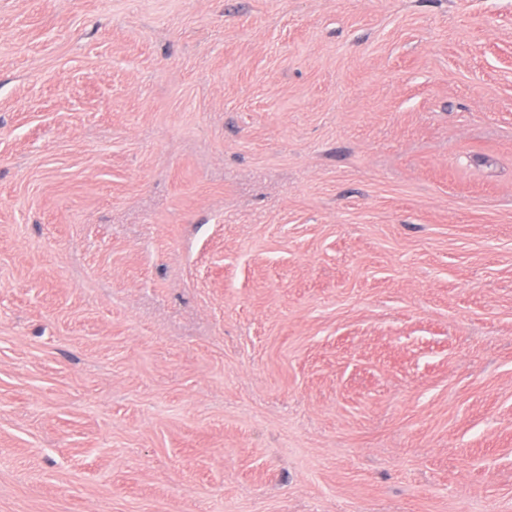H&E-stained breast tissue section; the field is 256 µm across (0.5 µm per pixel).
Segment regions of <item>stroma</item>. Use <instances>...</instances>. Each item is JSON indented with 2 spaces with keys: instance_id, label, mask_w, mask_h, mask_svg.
<instances>
[{
  "instance_id": "stroma-1",
  "label": "stroma",
  "mask_w": 512,
  "mask_h": 512,
  "mask_svg": "<svg viewBox=\"0 0 512 512\" xmlns=\"http://www.w3.org/2000/svg\"><path fill=\"white\" fill-rule=\"evenodd\" d=\"M0 512H512V0H0Z\"/></svg>"
}]
</instances>
